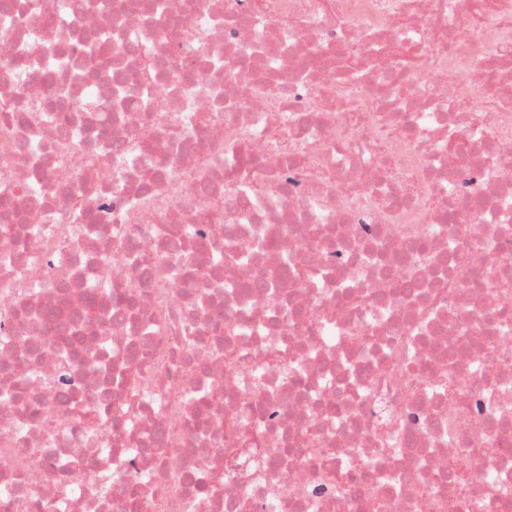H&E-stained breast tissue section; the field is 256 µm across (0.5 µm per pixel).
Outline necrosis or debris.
<instances>
[{"mask_svg": "<svg viewBox=\"0 0 512 512\" xmlns=\"http://www.w3.org/2000/svg\"><path fill=\"white\" fill-rule=\"evenodd\" d=\"M5 2L0 512H512V0Z\"/></svg>", "mask_w": 512, "mask_h": 512, "instance_id": "1", "label": "necrosis or debris"}]
</instances>
